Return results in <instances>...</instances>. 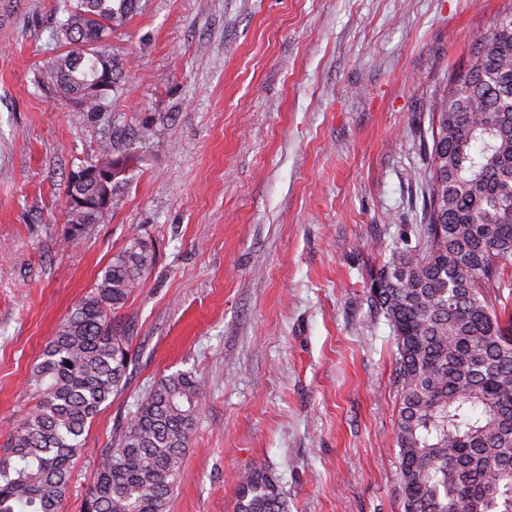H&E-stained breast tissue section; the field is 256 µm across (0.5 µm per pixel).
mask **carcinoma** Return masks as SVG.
Listing matches in <instances>:
<instances>
[{
  "instance_id": "cac0c4a2",
  "label": "carcinoma",
  "mask_w": 512,
  "mask_h": 512,
  "mask_svg": "<svg viewBox=\"0 0 512 512\" xmlns=\"http://www.w3.org/2000/svg\"><path fill=\"white\" fill-rule=\"evenodd\" d=\"M136 5L66 0L56 29L65 50L42 84L82 112L103 111L85 93L100 77L90 53L106 51ZM429 132L416 244L393 250L371 279V303L396 344L400 496L404 512H512V312L495 293L512 274V12L436 90ZM90 165L112 170L115 186L125 160L103 143ZM95 191L67 182L64 242L103 216L71 205ZM155 262L133 232L57 329L33 370L38 401L0 458V512H59L85 432L127 382L129 336L114 314ZM204 388L202 377L176 372L146 389L103 450L82 512H167ZM235 510L288 512L265 463L240 475Z\"/></svg>"
}]
</instances>
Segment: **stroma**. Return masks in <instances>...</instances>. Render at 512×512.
Listing matches in <instances>:
<instances>
[{
    "instance_id": "35a3bbf8",
    "label": "stroma",
    "mask_w": 512,
    "mask_h": 512,
    "mask_svg": "<svg viewBox=\"0 0 512 512\" xmlns=\"http://www.w3.org/2000/svg\"><path fill=\"white\" fill-rule=\"evenodd\" d=\"M59 0H0V446L30 377L132 229L156 263L117 319L125 388L93 421L61 512L158 378L205 389L168 512H234L256 461L288 512H403L396 345L371 277L423 221L429 103L512 0H140L107 45V108L38 81ZM129 157L62 241L71 169ZM124 165H125L124 159L114 158V156L112 154L111 144L102 143L96 152L94 160H92V162H89L88 164L82 165V166H100V167L112 170V174H113L112 199H113L116 185L119 182L118 177L123 172ZM82 166H79V167H82Z\"/></svg>"
}]
</instances>
